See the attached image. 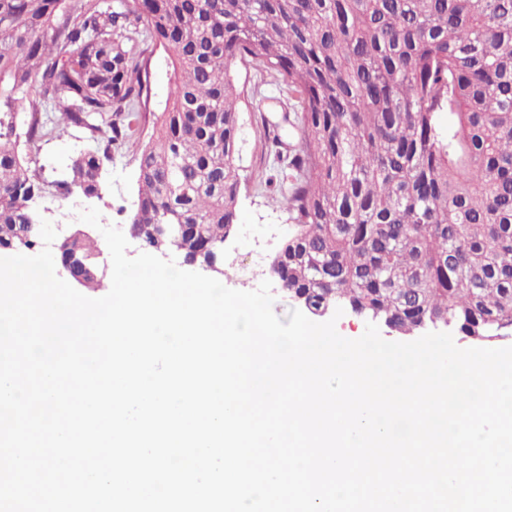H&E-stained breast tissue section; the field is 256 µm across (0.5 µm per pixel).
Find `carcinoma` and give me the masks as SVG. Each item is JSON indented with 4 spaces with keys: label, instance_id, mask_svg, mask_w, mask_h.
I'll use <instances>...</instances> for the list:
<instances>
[{
    "label": "carcinoma",
    "instance_id": "1",
    "mask_svg": "<svg viewBox=\"0 0 512 512\" xmlns=\"http://www.w3.org/2000/svg\"><path fill=\"white\" fill-rule=\"evenodd\" d=\"M154 45L173 90L143 141ZM246 57L290 93L262 119L281 147L268 187L290 231L271 267L288 298L401 335L434 319L478 344L512 335V0H0V241L32 245L34 198L96 192L102 160L132 150L147 248L186 224L185 258L221 255ZM71 126L95 147L50 181L39 144Z\"/></svg>",
    "mask_w": 512,
    "mask_h": 512
}]
</instances>
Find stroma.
Returning <instances> with one entry per match:
<instances>
[{
  "label": "stroma",
  "mask_w": 512,
  "mask_h": 512,
  "mask_svg": "<svg viewBox=\"0 0 512 512\" xmlns=\"http://www.w3.org/2000/svg\"><path fill=\"white\" fill-rule=\"evenodd\" d=\"M150 112H162L170 101L172 89L170 54L164 48L149 51ZM233 78L239 93L241 113L238 163L246 178L237 202V222L224 242L221 261L227 277L259 285L270 276L272 257L288 236V216L280 204L272 200L265 181L273 172L274 150L263 134V120H277L281 101L288 94L274 72L250 58L236 60ZM84 130L68 129L44 142L40 163L46 177L63 179L72 159L90 148ZM138 199L137 161L133 154L116 157L103 166L100 196L87 198L73 194L66 199L51 196L39 199L45 220L63 229L81 228L77 214L88 207L98 208L102 222L128 230L130 216Z\"/></svg>",
  "instance_id": "obj_1"
}]
</instances>
